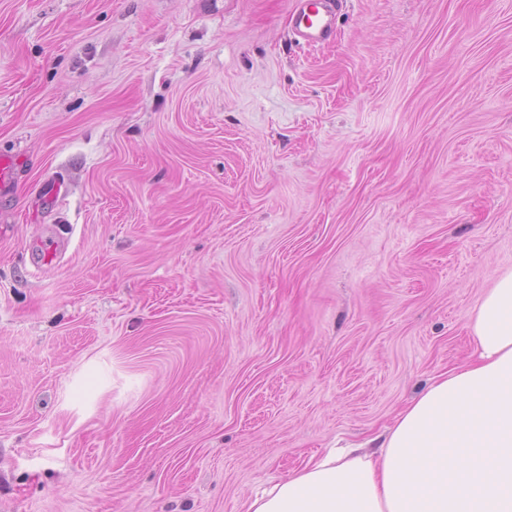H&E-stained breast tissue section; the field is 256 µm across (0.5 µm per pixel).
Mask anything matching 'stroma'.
<instances>
[{
    "instance_id": "obj_1",
    "label": "stroma",
    "mask_w": 512,
    "mask_h": 512,
    "mask_svg": "<svg viewBox=\"0 0 512 512\" xmlns=\"http://www.w3.org/2000/svg\"><path fill=\"white\" fill-rule=\"evenodd\" d=\"M296 4L0 0V512H242L468 359L512 0ZM335 19L334 0H298L292 31L307 44H325L336 31Z\"/></svg>"
}]
</instances>
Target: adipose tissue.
Listing matches in <instances>:
<instances>
[{
	"instance_id": "ef3b65f1",
	"label": "adipose tissue",
	"mask_w": 512,
	"mask_h": 512,
	"mask_svg": "<svg viewBox=\"0 0 512 512\" xmlns=\"http://www.w3.org/2000/svg\"><path fill=\"white\" fill-rule=\"evenodd\" d=\"M472 359L367 444L331 449L243 512H512V270L469 320Z\"/></svg>"
}]
</instances>
